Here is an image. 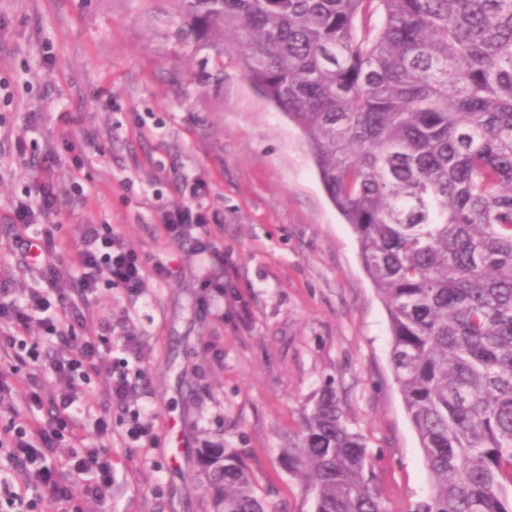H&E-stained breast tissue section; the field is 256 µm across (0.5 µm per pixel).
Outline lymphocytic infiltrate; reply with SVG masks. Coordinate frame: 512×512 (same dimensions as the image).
I'll return each instance as SVG.
<instances>
[{
    "instance_id": "lymphocytic-infiltrate-1",
    "label": "lymphocytic infiltrate",
    "mask_w": 512,
    "mask_h": 512,
    "mask_svg": "<svg viewBox=\"0 0 512 512\" xmlns=\"http://www.w3.org/2000/svg\"><path fill=\"white\" fill-rule=\"evenodd\" d=\"M34 175L24 195L15 198L7 220L21 260L37 257L38 288H15L0 280V353L20 358L32 328H39L56 353L43 370L56 390L43 399L36 375L23 387L24 406L12 405L16 391L0 374V406H8L10 422L0 429V512H86L89 501H103L112 492V451L100 447L112 435V414L129 415L127 444L152 442L157 415L137 404L136 390L124 370L112 364V322L101 320L94 334L77 337L82 312L100 282L120 286L128 295H141L147 277L170 278L174 270L164 262L146 268L112 230L89 224L73 247V270L57 262V245L50 220L59 212L58 193L51 172L59 158L54 151L28 152L25 137L15 141ZM213 218L202 207L182 206L161 213L163 237L191 243L197 255L223 264L212 231ZM104 377L101 395L107 410L81 404L83 384ZM97 442L89 444L86 435Z\"/></svg>"
}]
</instances>
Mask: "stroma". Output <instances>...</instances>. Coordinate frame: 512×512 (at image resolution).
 Wrapping results in <instances>:
<instances>
[{
	"mask_svg": "<svg viewBox=\"0 0 512 512\" xmlns=\"http://www.w3.org/2000/svg\"><path fill=\"white\" fill-rule=\"evenodd\" d=\"M178 0H0V276L39 285L5 219L30 170L11 150L31 134L60 162L61 245L107 224L145 266L174 276L127 296L101 285L88 327L128 317L139 357L127 372L158 415L145 448L112 416V496L91 512H210L198 450L247 451L271 512H313L281 464L290 432L328 387L375 460L385 512L429 488L390 363L386 311L358 243L329 201L300 131L244 75L180 38ZM83 145L82 155L69 143ZM187 204L216 216L224 287L206 260L156 230Z\"/></svg>",
	"mask_w": 512,
	"mask_h": 512,
	"instance_id": "35a3bbf8",
	"label": "stroma"
}]
</instances>
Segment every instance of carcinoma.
I'll list each match as a JSON object with an SVG mask.
<instances>
[{"instance_id": "carcinoma-1", "label": "carcinoma", "mask_w": 512, "mask_h": 512, "mask_svg": "<svg viewBox=\"0 0 512 512\" xmlns=\"http://www.w3.org/2000/svg\"><path fill=\"white\" fill-rule=\"evenodd\" d=\"M301 132L385 307L431 478L408 512H512V0H181ZM282 465L314 512H383L329 387ZM211 512H269L242 448L200 449Z\"/></svg>"}]
</instances>
